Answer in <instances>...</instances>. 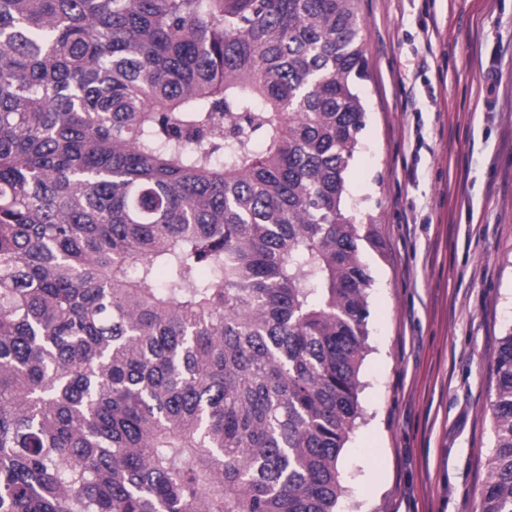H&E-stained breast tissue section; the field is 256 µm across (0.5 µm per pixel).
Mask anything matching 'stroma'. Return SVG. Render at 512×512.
<instances>
[{
  "label": "stroma",
  "mask_w": 512,
  "mask_h": 512,
  "mask_svg": "<svg viewBox=\"0 0 512 512\" xmlns=\"http://www.w3.org/2000/svg\"><path fill=\"white\" fill-rule=\"evenodd\" d=\"M359 13L367 117L347 204L380 246L363 249L361 414L339 509L478 512L512 329V0H359Z\"/></svg>",
  "instance_id": "obj_1"
}]
</instances>
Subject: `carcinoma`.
Wrapping results in <instances>:
<instances>
[{"label":"carcinoma","mask_w":512,"mask_h":512,"mask_svg":"<svg viewBox=\"0 0 512 512\" xmlns=\"http://www.w3.org/2000/svg\"><path fill=\"white\" fill-rule=\"evenodd\" d=\"M356 4L0 0V512H338ZM495 373L512 512V331Z\"/></svg>","instance_id":"carcinoma-1"}]
</instances>
